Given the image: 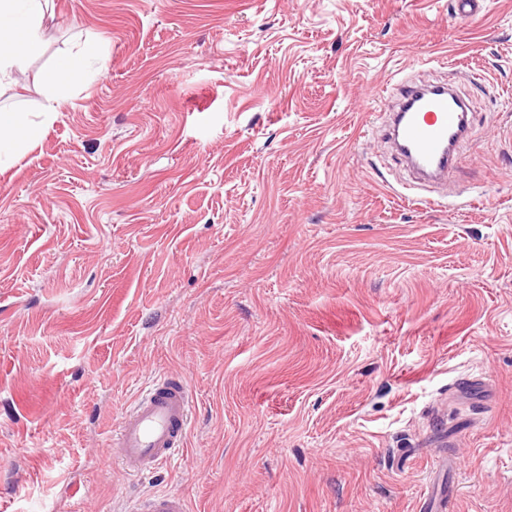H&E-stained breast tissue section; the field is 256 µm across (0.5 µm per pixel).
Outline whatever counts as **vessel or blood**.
Here are the masks:
<instances>
[{"mask_svg":"<svg viewBox=\"0 0 512 512\" xmlns=\"http://www.w3.org/2000/svg\"><path fill=\"white\" fill-rule=\"evenodd\" d=\"M395 105L387 136L418 185L447 184L472 129V111L459 93L420 85L402 77L394 85ZM191 393L177 375L149 384L134 407L122 414L111 439L124 467L138 473L167 462L188 433ZM131 512H186L184 500L158 492L134 503Z\"/></svg>","mask_w":512,"mask_h":512,"instance_id":"obj_1","label":"vessel or blood"}]
</instances>
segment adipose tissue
<instances>
[{"mask_svg": "<svg viewBox=\"0 0 512 512\" xmlns=\"http://www.w3.org/2000/svg\"><path fill=\"white\" fill-rule=\"evenodd\" d=\"M49 0H0V85L11 82L16 72L43 47V23ZM106 56L98 40L87 39L62 55L41 77L46 104L38 118L19 108L0 106V168L33 149L56 118L65 88L90 72L103 74Z\"/></svg>", "mask_w": 512, "mask_h": 512, "instance_id": "ef3b65f1", "label": "adipose tissue"}]
</instances>
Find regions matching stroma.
Returning a JSON list of instances; mask_svg holds the SVG:
<instances>
[{"instance_id": "stroma-1", "label": "stroma", "mask_w": 512, "mask_h": 512, "mask_svg": "<svg viewBox=\"0 0 512 512\" xmlns=\"http://www.w3.org/2000/svg\"><path fill=\"white\" fill-rule=\"evenodd\" d=\"M52 0L0 105L41 142L0 173V512H512V0ZM466 73L455 194L403 199L395 69ZM184 448H108L158 374ZM106 56L96 39H85L74 50L62 55L41 77L47 104L38 120L31 112L0 106V170L33 149L56 118L57 106L65 88L85 72L101 75L106 69ZM185 501L176 493L157 492L134 503L131 512H186Z\"/></svg>"}]
</instances>
